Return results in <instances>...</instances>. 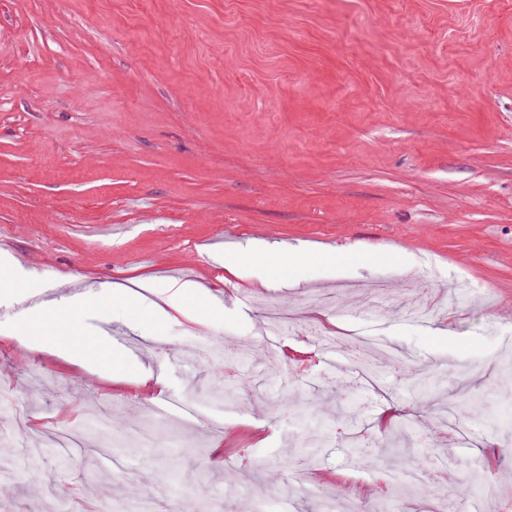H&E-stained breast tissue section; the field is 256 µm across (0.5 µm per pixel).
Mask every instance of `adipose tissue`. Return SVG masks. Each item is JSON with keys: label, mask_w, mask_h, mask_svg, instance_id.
Returning a JSON list of instances; mask_svg holds the SVG:
<instances>
[{"label": "adipose tissue", "mask_w": 512, "mask_h": 512, "mask_svg": "<svg viewBox=\"0 0 512 512\" xmlns=\"http://www.w3.org/2000/svg\"><path fill=\"white\" fill-rule=\"evenodd\" d=\"M309 261V255L297 248L289 249L283 257L275 250L257 244L248 247L245 254L225 255L224 268L235 276L246 274L261 279L275 267L282 278L298 287L303 282L302 269ZM0 293L9 296L19 308L15 327L4 331L6 337L26 348L59 353L81 366L111 373L113 380L153 391L166 388L164 373L136 367L122 348L112 347L103 336H87L79 345L61 344L56 336V326L68 322L74 309L115 304L124 308L127 321L136 324L147 319L165 320L172 309L199 322L223 311L208 289L192 281L107 284L94 292L76 293L60 300L49 299L42 290L7 272L1 265Z\"/></svg>", "instance_id": "1"}]
</instances>
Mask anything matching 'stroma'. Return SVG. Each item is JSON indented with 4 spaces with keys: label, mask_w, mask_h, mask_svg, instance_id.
<instances>
[{
    "label": "stroma",
    "mask_w": 512,
    "mask_h": 512,
    "mask_svg": "<svg viewBox=\"0 0 512 512\" xmlns=\"http://www.w3.org/2000/svg\"><path fill=\"white\" fill-rule=\"evenodd\" d=\"M253 240L417 262L262 287L224 269ZM2 253L58 297L182 271L224 313L77 315L173 405L0 336V512H137L136 488L162 512L174 474L192 512H327L320 471L350 487L337 512H425L351 463L360 442L388 467L390 408L417 413L403 456L443 494L498 443L470 512H512V0H0ZM198 334L249 357L225 377ZM361 338L438 375L427 410L410 373L355 372ZM114 414L149 443L90 424Z\"/></svg>",
    "instance_id": "obj_1"
}]
</instances>
